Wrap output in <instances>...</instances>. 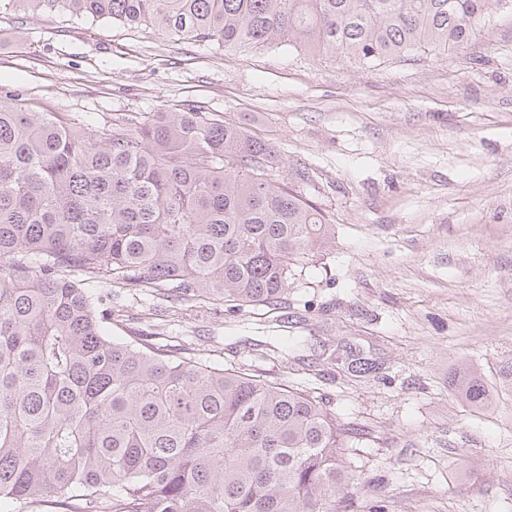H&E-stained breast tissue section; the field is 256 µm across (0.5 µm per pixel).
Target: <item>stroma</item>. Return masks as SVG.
Masks as SVG:
<instances>
[{"instance_id": "obj_1", "label": "stroma", "mask_w": 512, "mask_h": 512, "mask_svg": "<svg viewBox=\"0 0 512 512\" xmlns=\"http://www.w3.org/2000/svg\"><path fill=\"white\" fill-rule=\"evenodd\" d=\"M4 96L89 129L192 103L272 145L279 178L306 168L331 235L285 321L225 307L174 335L325 395L365 439L346 457L353 512H512V16L445 55L363 66L0 14ZM275 334L305 344L259 358ZM351 352L371 372L350 374Z\"/></svg>"}]
</instances>
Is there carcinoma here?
Segmentation results:
<instances>
[{
	"mask_svg": "<svg viewBox=\"0 0 512 512\" xmlns=\"http://www.w3.org/2000/svg\"><path fill=\"white\" fill-rule=\"evenodd\" d=\"M149 28L366 64L466 43L512 0H0V14ZM188 104L96 130L0 101V512H344L362 445L322 396L183 339L117 338L122 299L168 322L273 311L329 228L304 168ZM109 288L112 305L89 288Z\"/></svg>",
	"mask_w": 512,
	"mask_h": 512,
	"instance_id": "carcinoma-1",
	"label": "carcinoma"
}]
</instances>
